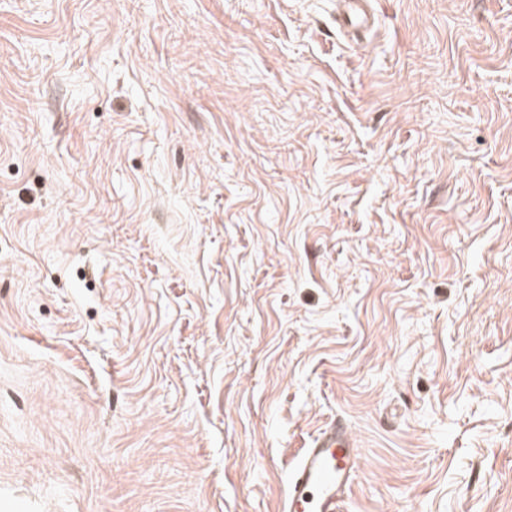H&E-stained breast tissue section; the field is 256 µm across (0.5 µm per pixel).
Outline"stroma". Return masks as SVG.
Returning <instances> with one entry per match:
<instances>
[{"label":"stroma","mask_w":512,"mask_h":512,"mask_svg":"<svg viewBox=\"0 0 512 512\" xmlns=\"http://www.w3.org/2000/svg\"><path fill=\"white\" fill-rule=\"evenodd\" d=\"M0 0V512H512V0ZM347 10L346 23L351 27L372 29L376 20L364 10L365 0H339ZM358 448L340 424L320 432L293 466L283 512H340L358 469Z\"/></svg>","instance_id":"obj_1"}]
</instances>
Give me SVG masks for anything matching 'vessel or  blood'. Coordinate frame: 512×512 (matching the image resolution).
Returning <instances> with one entry per match:
<instances>
[{"label": "vessel or blood", "mask_w": 512, "mask_h": 512, "mask_svg": "<svg viewBox=\"0 0 512 512\" xmlns=\"http://www.w3.org/2000/svg\"><path fill=\"white\" fill-rule=\"evenodd\" d=\"M346 22L357 28H373L365 0H341ZM358 450L346 428L334 424L320 432L293 466L283 512H341L342 496L350 488L358 469Z\"/></svg>", "instance_id": "b4317fda"}]
</instances>
